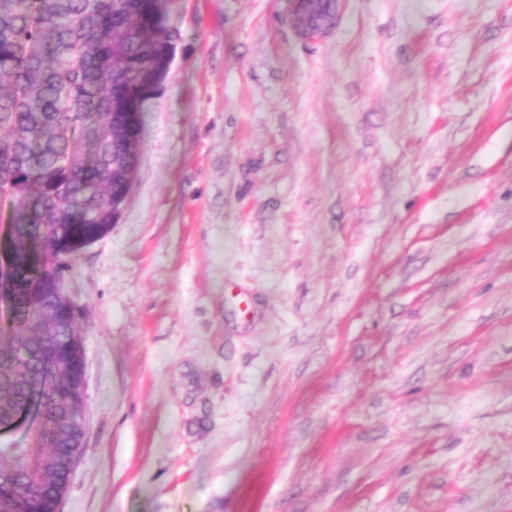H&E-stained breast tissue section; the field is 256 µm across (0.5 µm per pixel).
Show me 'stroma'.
I'll list each match as a JSON object with an SVG mask.
<instances>
[{"mask_svg":"<svg viewBox=\"0 0 512 512\" xmlns=\"http://www.w3.org/2000/svg\"><path fill=\"white\" fill-rule=\"evenodd\" d=\"M290 8L169 0L59 512H512V0ZM292 2V9L290 14V24L304 39L312 40L323 37L326 35L333 27L336 17L338 16L341 9H343V5L347 0H334V13L333 17L321 24L319 27H315L310 24L307 20V2L309 0H290Z\"/></svg>","mask_w":512,"mask_h":512,"instance_id":"35a3bbf8","label":"stroma"}]
</instances>
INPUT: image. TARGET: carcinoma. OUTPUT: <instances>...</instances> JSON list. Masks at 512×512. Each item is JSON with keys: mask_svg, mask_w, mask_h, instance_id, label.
Returning a JSON list of instances; mask_svg holds the SVG:
<instances>
[{"mask_svg": "<svg viewBox=\"0 0 512 512\" xmlns=\"http://www.w3.org/2000/svg\"><path fill=\"white\" fill-rule=\"evenodd\" d=\"M165 2L0 0V197L13 202L0 267L12 288L0 319V425L33 399L41 409L24 446L0 440V512L51 505L63 461L81 452L78 432L58 425L78 407L51 367L76 330L53 291L69 263L50 246L111 223L109 204L137 169L117 106L138 96L143 121L171 40Z\"/></svg>", "mask_w": 512, "mask_h": 512, "instance_id": "1", "label": "carcinoma"}]
</instances>
